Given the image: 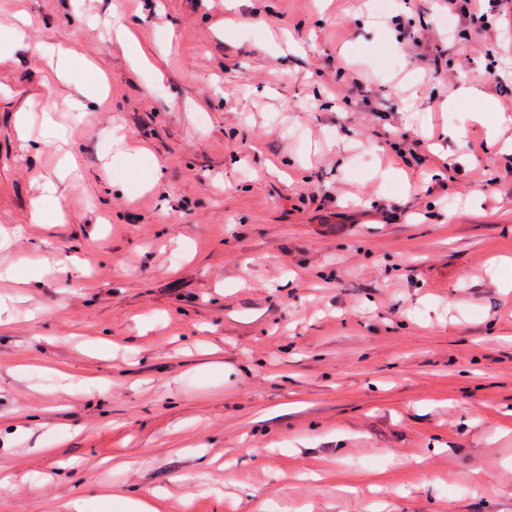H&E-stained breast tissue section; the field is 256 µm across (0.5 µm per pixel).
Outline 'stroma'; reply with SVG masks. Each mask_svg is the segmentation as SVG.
I'll return each instance as SVG.
<instances>
[{
	"mask_svg": "<svg viewBox=\"0 0 512 512\" xmlns=\"http://www.w3.org/2000/svg\"><path fill=\"white\" fill-rule=\"evenodd\" d=\"M20 10L0 512H512V24L487 0H0V25ZM52 46L106 75L104 101L83 72L47 80ZM143 147L142 188L112 155ZM48 192L61 219L39 224ZM463 95L471 99L474 103L472 114L475 115L478 120L484 121L489 128H493V116L495 113L499 112L496 101L485 97L475 88L465 89Z\"/></svg>",
	"mask_w": 512,
	"mask_h": 512,
	"instance_id": "stroma-1",
	"label": "stroma"
}]
</instances>
